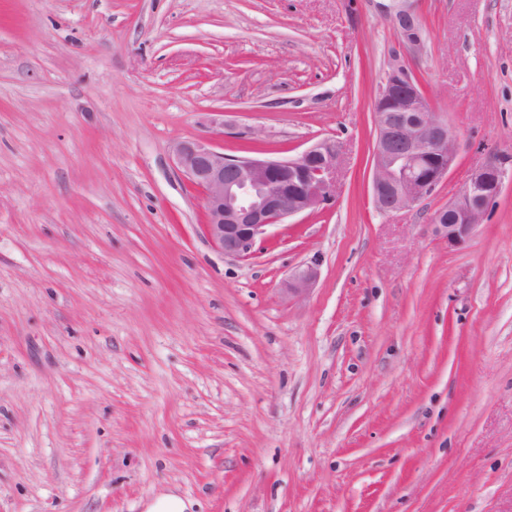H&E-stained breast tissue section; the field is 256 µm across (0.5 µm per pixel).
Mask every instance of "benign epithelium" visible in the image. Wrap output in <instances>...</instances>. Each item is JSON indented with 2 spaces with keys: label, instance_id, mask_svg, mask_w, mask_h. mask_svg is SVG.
Listing matches in <instances>:
<instances>
[{
  "label": "benign epithelium",
  "instance_id": "1",
  "mask_svg": "<svg viewBox=\"0 0 512 512\" xmlns=\"http://www.w3.org/2000/svg\"><path fill=\"white\" fill-rule=\"evenodd\" d=\"M386 12L401 41L422 51L423 27L408 0H390ZM376 137L372 149L371 197L386 215L409 210L447 181L457 156V134L436 117L419 81L391 64L372 103ZM174 157L204 193L206 232L225 255L249 256L268 227L312 214L336 198V142L323 139L293 159L229 156L205 139L175 144ZM509 159L493 157L472 170L448 205L435 211L438 236L455 247L484 223L488 209L512 180ZM318 278L309 264L296 267L285 291L304 297Z\"/></svg>",
  "mask_w": 512,
  "mask_h": 512
}]
</instances>
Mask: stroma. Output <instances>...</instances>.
<instances>
[{"instance_id":"1","label":"stroma","mask_w":512,"mask_h":512,"mask_svg":"<svg viewBox=\"0 0 512 512\" xmlns=\"http://www.w3.org/2000/svg\"><path fill=\"white\" fill-rule=\"evenodd\" d=\"M410 5L419 54L376 0H0V512H512V182L465 246L432 225L512 156V0ZM395 57L458 154L384 215ZM208 137L334 139L335 203L225 256L172 157ZM318 278V269L309 264L296 267L288 277L283 288L288 296L303 298L313 287Z\"/></svg>"}]
</instances>
